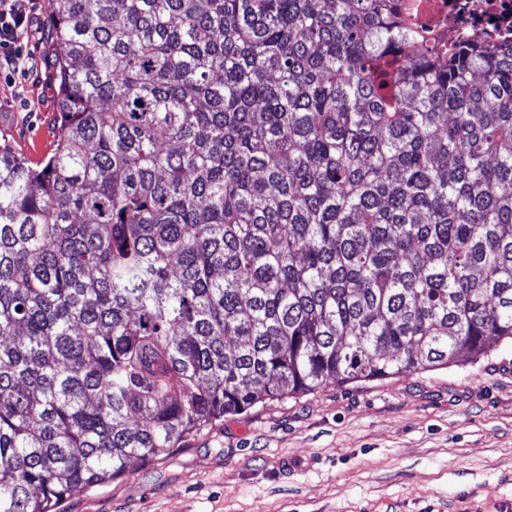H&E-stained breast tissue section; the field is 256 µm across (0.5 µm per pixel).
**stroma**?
I'll return each instance as SVG.
<instances>
[{
    "mask_svg": "<svg viewBox=\"0 0 512 512\" xmlns=\"http://www.w3.org/2000/svg\"><path fill=\"white\" fill-rule=\"evenodd\" d=\"M0 73V145L50 156L51 0ZM63 512H512V345L383 381L329 384L213 422Z\"/></svg>",
    "mask_w": 512,
    "mask_h": 512,
    "instance_id": "1",
    "label": "stroma"
}]
</instances>
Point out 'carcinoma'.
Returning a JSON list of instances; mask_svg holds the SVG:
<instances>
[{"label": "carcinoma", "mask_w": 512, "mask_h": 512, "mask_svg": "<svg viewBox=\"0 0 512 512\" xmlns=\"http://www.w3.org/2000/svg\"><path fill=\"white\" fill-rule=\"evenodd\" d=\"M394 0H53L0 147V512L259 403L512 343V38ZM23 2L0 0V69L2 65L12 69L0 75V145L37 163L51 155L59 120L48 64L53 5L51 0H30L26 6ZM25 33L24 59L19 70L13 71Z\"/></svg>", "instance_id": "carcinoma-1"}]
</instances>
